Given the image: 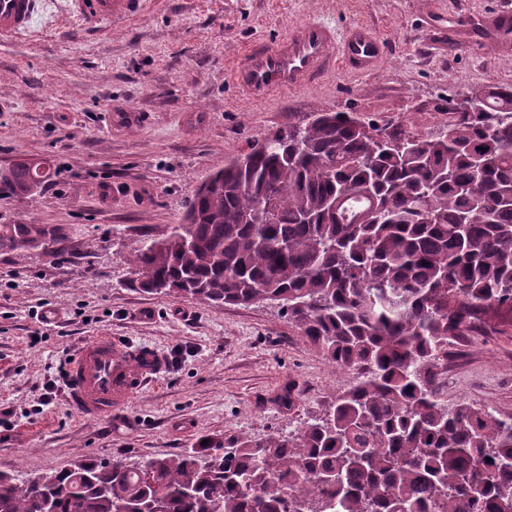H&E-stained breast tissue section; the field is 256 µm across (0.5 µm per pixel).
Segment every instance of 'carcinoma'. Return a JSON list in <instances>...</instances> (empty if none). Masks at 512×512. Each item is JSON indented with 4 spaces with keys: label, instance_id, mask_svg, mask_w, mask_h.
Returning a JSON list of instances; mask_svg holds the SVG:
<instances>
[{
    "label": "carcinoma",
    "instance_id": "carcinoma-1",
    "mask_svg": "<svg viewBox=\"0 0 512 512\" xmlns=\"http://www.w3.org/2000/svg\"><path fill=\"white\" fill-rule=\"evenodd\" d=\"M437 135L319 112L201 185L183 223L129 253L128 286L274 303L349 387L288 435L208 438L127 465L0 473V512H512V416L443 399L448 340L512 318V86L471 91ZM0 169L34 197L54 172ZM271 221L248 222L260 203ZM66 240L0 224V250ZM491 461H486V458Z\"/></svg>",
    "mask_w": 512,
    "mask_h": 512
}]
</instances>
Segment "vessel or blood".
<instances>
[{"label":"vessel or blood","mask_w":512,"mask_h":512,"mask_svg":"<svg viewBox=\"0 0 512 512\" xmlns=\"http://www.w3.org/2000/svg\"><path fill=\"white\" fill-rule=\"evenodd\" d=\"M39 0H0V35L30 29ZM73 13L96 25L136 12L142 0H70ZM485 28L502 49L512 47V10L490 12ZM383 40L369 27L352 26L337 31L319 19L291 28L273 44L252 49L232 74L241 96L258 100L296 89L302 81L315 80L337 67L359 74L372 72L384 57ZM168 368L165 353L147 343H122L109 336L89 339L67 369L73 407L84 418L100 419L126 404L145 385Z\"/></svg>","instance_id":"obj_1"}]
</instances>
